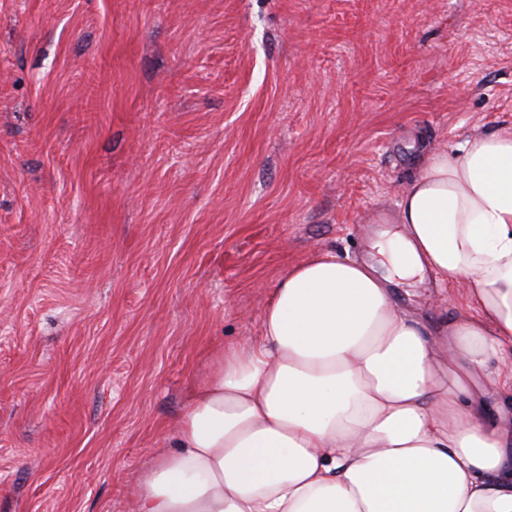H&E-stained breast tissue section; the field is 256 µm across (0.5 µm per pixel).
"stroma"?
Wrapping results in <instances>:
<instances>
[{
    "label": "stroma",
    "mask_w": 512,
    "mask_h": 512,
    "mask_svg": "<svg viewBox=\"0 0 512 512\" xmlns=\"http://www.w3.org/2000/svg\"><path fill=\"white\" fill-rule=\"evenodd\" d=\"M508 125L512 0H0V512H131L288 267Z\"/></svg>",
    "instance_id": "35a3bbf8"
}]
</instances>
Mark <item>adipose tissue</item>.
<instances>
[{
    "mask_svg": "<svg viewBox=\"0 0 512 512\" xmlns=\"http://www.w3.org/2000/svg\"><path fill=\"white\" fill-rule=\"evenodd\" d=\"M370 258L277 280L260 334L225 344L135 512H512V127L431 150ZM463 285L430 326L390 286Z\"/></svg>",
    "mask_w": 512,
    "mask_h": 512,
    "instance_id": "ef3b65f1",
    "label": "adipose tissue"
}]
</instances>
